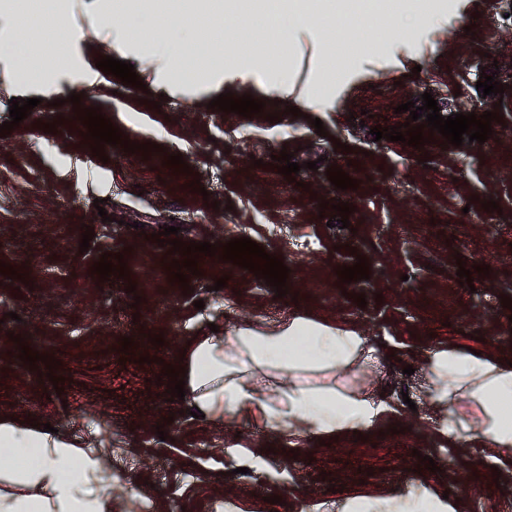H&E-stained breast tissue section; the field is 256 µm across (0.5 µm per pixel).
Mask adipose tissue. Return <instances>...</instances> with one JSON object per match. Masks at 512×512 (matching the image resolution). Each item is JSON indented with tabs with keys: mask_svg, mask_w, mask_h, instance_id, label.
Segmentation results:
<instances>
[{
	"mask_svg": "<svg viewBox=\"0 0 512 512\" xmlns=\"http://www.w3.org/2000/svg\"><path fill=\"white\" fill-rule=\"evenodd\" d=\"M191 40L176 17L167 40L153 46V59L181 82L186 73L176 48ZM185 351V392L197 413L212 422L244 413L295 439L373 428L390 411L370 395L349 393L336 384L338 372L368 363L374 352L367 336L354 327L326 325L297 313L277 326L246 324L230 336L189 337ZM425 370L432 397L448 410L443 435L458 443L480 440L501 460L511 461L512 366L496 356L463 354L451 347L431 353ZM266 371L288 377L272 395L257 384L258 374ZM463 397L475 405L474 418L460 415ZM0 447L29 460L25 466H0V512H112V474L102 468L97 449L10 419L0 421ZM342 509L458 512V504L421 488L372 504L350 500Z\"/></svg>",
	"mask_w": 512,
	"mask_h": 512,
	"instance_id": "adipose-tissue-1",
	"label": "adipose tissue"
}]
</instances>
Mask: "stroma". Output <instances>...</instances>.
Returning <instances> with one entry per match:
<instances>
[{
  "label": "stroma",
  "instance_id": "35a3bbf8",
  "mask_svg": "<svg viewBox=\"0 0 512 512\" xmlns=\"http://www.w3.org/2000/svg\"><path fill=\"white\" fill-rule=\"evenodd\" d=\"M430 3L443 26L417 24L404 38L374 29L371 49L337 72L325 66L335 16H308L306 38L277 60L303 95L293 117L267 90V49L212 41L216 24L235 19L220 0H64L69 26L85 33L69 39L71 66L55 85L63 95L81 94L82 107H99L131 141L162 145L146 158L110 145L98 158L71 103L54 106V94L28 74L0 80V124L10 118V99L39 101L0 137V262L18 272L0 276V418L48 423L92 447L107 443L112 512H143L147 502L153 512H336L352 498L423 486L458 499L460 512L512 506V463L481 443L460 446L442 436L447 411L430 399L424 368L429 353L459 345L512 361V310L500 301L512 298V96H483L474 69L480 61L489 74L512 61V19L499 0ZM100 8L124 28L191 11L198 38L211 44L212 69L189 89L174 85L162 66L143 88L122 84L95 60L131 63L141 45L129 38L116 45L109 31L91 30ZM469 25L474 34H466ZM440 87L455 93L462 112L501 110L491 138L421 149L373 141L372 127L401 125L398 105ZM228 92L264 101V116L211 107ZM274 113L279 121L269 122ZM360 113L363 125H352L349 115ZM316 118L326 136L317 135ZM53 121L56 132H44ZM283 150L301 166L291 181L269 164ZM177 153L189 172L167 166ZM309 161L317 170L306 169ZM332 164L359 180L358 189L335 188L326 176ZM197 180L203 192L193 191ZM97 198L103 209L94 207ZM323 200L328 209H320ZM487 200L497 209L485 211ZM339 202L354 206L350 228L327 225ZM171 225L185 242L251 239L289 268L288 295L277 297L264 279L204 253L184 294L171 279V254L154 239ZM87 227L93 238L84 251ZM107 252L123 254L128 278L100 281L93 268ZM360 255L369 279L342 283L337 267ZM460 255L489 266V275L459 283ZM222 277L226 287L216 288ZM357 294L366 307L354 302ZM198 300L204 309L195 308ZM294 312L370 337L376 360L336 381L398 403V413L359 436L293 446L260 422H207L191 416L188 400L167 402L158 379L164 365H178L189 336L212 324L223 333L254 321L278 325ZM16 334L44 338L63 393L20 360ZM157 334L163 345L152 344ZM126 336L133 346L125 351ZM407 365L414 374H404ZM422 454L435 470L418 469Z\"/></svg>",
  "mask_w": 512,
  "mask_h": 512
}]
</instances>
